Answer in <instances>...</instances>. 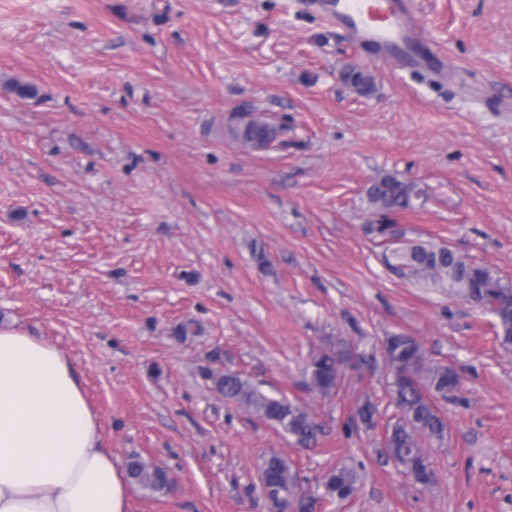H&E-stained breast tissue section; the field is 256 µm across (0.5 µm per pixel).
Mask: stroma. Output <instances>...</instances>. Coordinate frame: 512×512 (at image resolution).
<instances>
[{"label": "stroma", "instance_id": "1", "mask_svg": "<svg viewBox=\"0 0 512 512\" xmlns=\"http://www.w3.org/2000/svg\"><path fill=\"white\" fill-rule=\"evenodd\" d=\"M311 2L0 0V325L63 350L117 466L170 472L166 494L130 486L128 512H273L257 488L271 453L317 512H512V349L489 313L389 268L367 231L388 221L512 282V0H415L440 75L373 63ZM349 68L370 94L341 82ZM241 112L277 140L230 139ZM389 172L425 195L383 219L364 189ZM391 333L462 378L445 442L423 444L425 489L383 448ZM215 350L322 421L318 445L210 390ZM325 350L343 357L328 396L305 375ZM367 399L370 429L353 423ZM338 466L357 474L343 502L320 485ZM343 82L354 92L367 95L374 87L373 76L362 70L349 69L341 74Z\"/></svg>", "mask_w": 512, "mask_h": 512}]
</instances>
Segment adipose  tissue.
Returning <instances> with one entry per match:
<instances>
[{"mask_svg":"<svg viewBox=\"0 0 512 512\" xmlns=\"http://www.w3.org/2000/svg\"><path fill=\"white\" fill-rule=\"evenodd\" d=\"M125 474L60 348L0 327V512H127Z\"/></svg>","mask_w":512,"mask_h":512,"instance_id":"ef3b65f1","label":"adipose tissue"}]
</instances>
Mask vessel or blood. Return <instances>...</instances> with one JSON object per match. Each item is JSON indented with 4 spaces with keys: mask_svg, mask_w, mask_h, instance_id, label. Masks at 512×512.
<instances>
[{
    "mask_svg": "<svg viewBox=\"0 0 512 512\" xmlns=\"http://www.w3.org/2000/svg\"><path fill=\"white\" fill-rule=\"evenodd\" d=\"M313 6L346 27L355 41L372 42L378 62L397 59L414 67L426 61L420 50L428 41L413 0H313Z\"/></svg>",
    "mask_w": 512,
    "mask_h": 512,
    "instance_id": "vessel-or-blood-1",
    "label": "vessel or blood"
}]
</instances>
